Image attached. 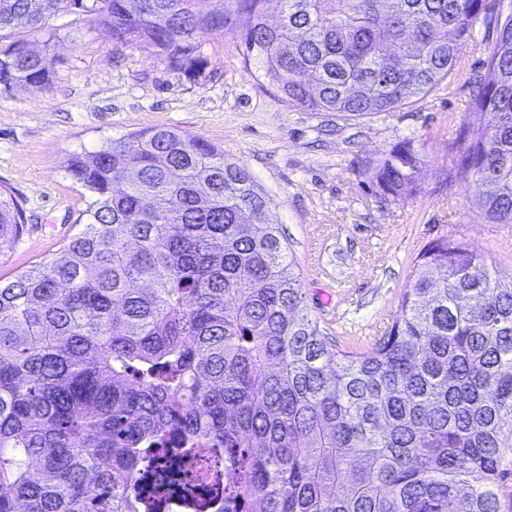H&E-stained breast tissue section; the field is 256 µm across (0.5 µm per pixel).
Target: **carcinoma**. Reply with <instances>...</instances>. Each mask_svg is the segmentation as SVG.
Returning <instances> with one entry per match:
<instances>
[{
    "instance_id": "1",
    "label": "carcinoma",
    "mask_w": 512,
    "mask_h": 512,
    "mask_svg": "<svg viewBox=\"0 0 512 512\" xmlns=\"http://www.w3.org/2000/svg\"><path fill=\"white\" fill-rule=\"evenodd\" d=\"M0 0V86L51 75L52 17L185 73L224 0ZM235 0L231 30L281 98L357 119L455 75L496 25L476 80L486 117L454 157L488 224H512V7L493 0ZM42 47L14 36L17 22ZM410 140L368 159L384 199L418 195ZM91 202L54 256L0 281V512H151L141 464L221 448L238 491L195 512H501L512 448V282L463 238L420 251L385 336L328 348L263 192L223 147L154 127L72 156ZM24 231L0 186V256Z\"/></svg>"
}]
</instances>
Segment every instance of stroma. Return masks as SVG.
Segmentation results:
<instances>
[{
  "label": "stroma",
  "mask_w": 512,
  "mask_h": 512,
  "mask_svg": "<svg viewBox=\"0 0 512 512\" xmlns=\"http://www.w3.org/2000/svg\"><path fill=\"white\" fill-rule=\"evenodd\" d=\"M52 77L34 90L0 92V183L20 200L26 228L0 257V280L52 257L87 207L68 174L73 153L138 130L170 127L223 146L266 196L301 273L305 302L331 345L368 349L392 324L418 253L441 236L463 238L512 280V226L486 223L464 182L449 179L462 128H479L470 102L497 40L478 23L451 83L390 112L347 120L288 105L246 66L230 31L198 39L206 63L185 74L148 51L114 43L85 15L60 14ZM414 140L425 160L420 193L388 202L360 167Z\"/></svg>",
  "instance_id": "35a3bbf8"
}]
</instances>
